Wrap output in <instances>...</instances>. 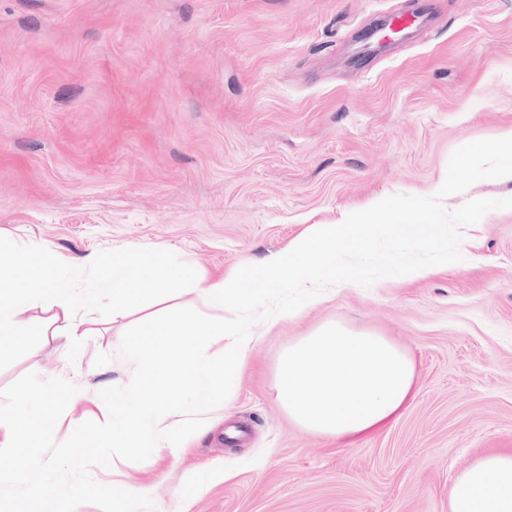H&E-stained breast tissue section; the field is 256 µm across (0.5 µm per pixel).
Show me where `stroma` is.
<instances>
[{"label":"stroma","instance_id":"obj_1","mask_svg":"<svg viewBox=\"0 0 512 512\" xmlns=\"http://www.w3.org/2000/svg\"><path fill=\"white\" fill-rule=\"evenodd\" d=\"M411 0H0V234L63 261L166 249L218 278L394 194L430 195L451 154L512 129V0H430L432 25L355 65L363 32ZM462 262L326 289L256 323L229 408L178 451L95 467L155 512H450L475 455L512 448V209L462 227ZM135 309L86 314L76 361L39 345L0 369L83 381L55 428L101 421L127 385ZM414 361L400 417L338 447L278 398L288 346L328 325ZM114 354L98 367V353Z\"/></svg>","mask_w":512,"mask_h":512}]
</instances>
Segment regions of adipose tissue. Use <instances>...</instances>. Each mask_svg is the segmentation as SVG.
Returning <instances> with one entry per match:
<instances>
[{
	"mask_svg": "<svg viewBox=\"0 0 512 512\" xmlns=\"http://www.w3.org/2000/svg\"><path fill=\"white\" fill-rule=\"evenodd\" d=\"M277 381L292 421L346 443L398 417L416 372L385 337L331 325L289 347ZM449 502L451 512H512V451L475 456L455 477Z\"/></svg>",
	"mask_w": 512,
	"mask_h": 512,
	"instance_id": "1",
	"label": "adipose tissue"
}]
</instances>
